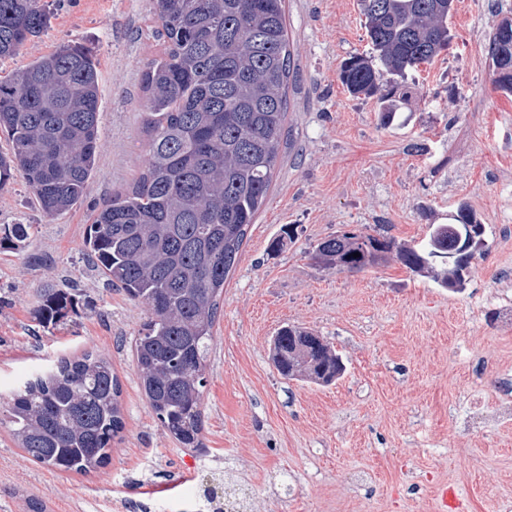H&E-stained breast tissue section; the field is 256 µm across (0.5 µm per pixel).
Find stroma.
Returning a JSON list of instances; mask_svg holds the SVG:
<instances>
[{
	"label": "stroma",
	"instance_id": "stroma-1",
	"mask_svg": "<svg viewBox=\"0 0 512 512\" xmlns=\"http://www.w3.org/2000/svg\"><path fill=\"white\" fill-rule=\"evenodd\" d=\"M49 30L0 76L67 42L101 74L100 150L80 203L46 216L22 178L0 188V225L28 224L0 249V411L58 360L109 358L124 427L107 464L82 475L38 467L0 428V512H512V423L481 431L475 398L512 375V93L488 55L512 0H455L446 51L409 71L391 124L350 95L341 63L370 46L356 0H286L293 70L288 137L265 207L224 284L203 389L199 448L167 437L139 387L134 339L146 306L109 286L83 240L95 211L143 171L141 78L161 47L149 0H52ZM468 205L481 245L454 288L397 259L362 272L317 265V244L351 227L418 245ZM282 239L280 250L271 243ZM46 288L76 289L64 324L34 319ZM321 336L345 370L332 384L283 378L271 344L284 325ZM455 499L442 505L440 485Z\"/></svg>",
	"mask_w": 512,
	"mask_h": 512
}]
</instances>
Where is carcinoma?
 <instances>
[{"label":"carcinoma","instance_id":"1","mask_svg":"<svg viewBox=\"0 0 512 512\" xmlns=\"http://www.w3.org/2000/svg\"><path fill=\"white\" fill-rule=\"evenodd\" d=\"M164 46L141 88L147 119L145 170L105 201L83 246L109 283L145 304L150 316L135 340L142 394L165 434L198 446L210 341L224 283L238 261L247 228L270 190L286 136L288 50L286 0H152ZM371 52L346 59L347 91L379 96L381 118L394 120L393 97L408 96L407 71L448 48V0H358ZM47 0H0V59L21 53L49 27ZM495 83L512 93V41L493 33ZM101 107L99 64L80 43L67 44L0 78V188L24 179L43 213L73 209L95 168ZM31 225L3 227L0 246L14 249ZM454 248L448 225H435L397 259L415 273L440 248ZM336 263L361 272L379 264L336 236L317 245ZM360 256H354V253ZM76 294L52 289L35 311L50 329L75 312ZM272 361L287 379L317 385L343 372L321 337L282 327ZM120 385L112 364L90 352L64 358L16 390L0 420L30 461L49 470L87 474L104 466L123 429Z\"/></svg>","mask_w":512,"mask_h":512}]
</instances>
